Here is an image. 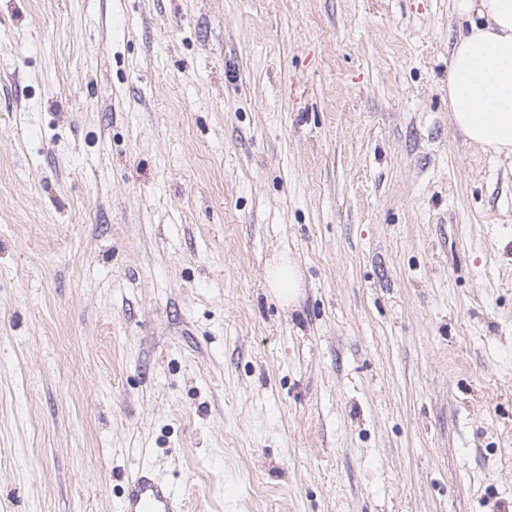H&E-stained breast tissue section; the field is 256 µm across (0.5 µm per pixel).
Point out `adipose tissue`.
Returning <instances> with one entry per match:
<instances>
[{
  "mask_svg": "<svg viewBox=\"0 0 512 512\" xmlns=\"http://www.w3.org/2000/svg\"><path fill=\"white\" fill-rule=\"evenodd\" d=\"M459 34L448 65V106L472 143L512 157V0H454ZM266 285L279 302L295 303L301 277L281 255Z\"/></svg>",
  "mask_w": 512,
  "mask_h": 512,
  "instance_id": "obj_1",
  "label": "adipose tissue"
}]
</instances>
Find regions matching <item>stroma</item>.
<instances>
[{"mask_svg": "<svg viewBox=\"0 0 512 512\" xmlns=\"http://www.w3.org/2000/svg\"><path fill=\"white\" fill-rule=\"evenodd\" d=\"M453 0H0V512H512V158ZM288 253L297 307L268 292ZM181 492L158 477L148 465L129 477L119 512H184Z\"/></svg>", "mask_w": 512, "mask_h": 512, "instance_id": "1", "label": "stroma"}]
</instances>
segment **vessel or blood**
I'll list each match as a JSON object with an SVG mask.
<instances>
[{"label":"vessel or blood","mask_w":512,"mask_h":512,"mask_svg":"<svg viewBox=\"0 0 512 512\" xmlns=\"http://www.w3.org/2000/svg\"><path fill=\"white\" fill-rule=\"evenodd\" d=\"M119 512H185L181 492L144 465L129 477Z\"/></svg>","instance_id":"vessel-or-blood-1"}]
</instances>
